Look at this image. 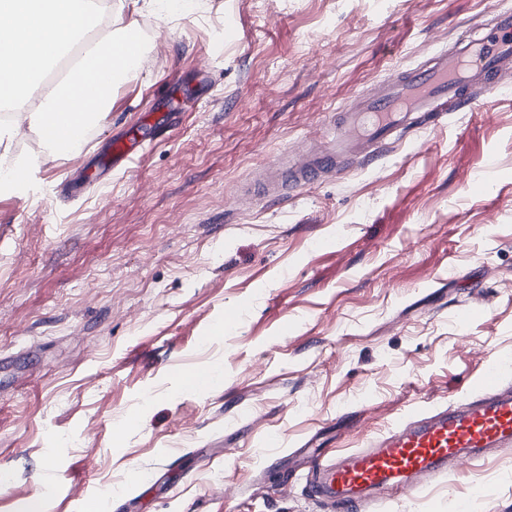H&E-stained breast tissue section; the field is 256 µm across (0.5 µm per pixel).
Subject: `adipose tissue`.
Wrapping results in <instances>:
<instances>
[{
	"label": "adipose tissue",
	"instance_id": "obj_1",
	"mask_svg": "<svg viewBox=\"0 0 512 512\" xmlns=\"http://www.w3.org/2000/svg\"><path fill=\"white\" fill-rule=\"evenodd\" d=\"M97 0H0V101L27 113L49 150L71 109L69 90L90 61L100 62L114 81L138 73L140 60L123 51L131 26L117 34L85 39L99 10Z\"/></svg>",
	"mask_w": 512,
	"mask_h": 512
}]
</instances>
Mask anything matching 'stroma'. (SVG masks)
Returning a JSON list of instances; mask_svg holds the SVG:
<instances>
[{
	"label": "stroma",
	"mask_w": 512,
	"mask_h": 512,
	"mask_svg": "<svg viewBox=\"0 0 512 512\" xmlns=\"http://www.w3.org/2000/svg\"><path fill=\"white\" fill-rule=\"evenodd\" d=\"M510 6L124 10L141 70L81 149L49 154L25 122L10 146L38 167L0 195V512L37 495L58 512H330L292 449L356 448L491 364L512 382V90L376 164L234 197L332 135L355 94ZM130 131L143 151L100 169ZM197 369L214 373L201 393L184 384ZM378 512H512V447Z\"/></svg>",
	"instance_id": "35a3bbf8"
}]
</instances>
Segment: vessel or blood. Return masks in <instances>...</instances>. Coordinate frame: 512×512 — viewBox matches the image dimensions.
<instances>
[{"label":"vessel or blood","instance_id":"obj_1","mask_svg":"<svg viewBox=\"0 0 512 512\" xmlns=\"http://www.w3.org/2000/svg\"><path fill=\"white\" fill-rule=\"evenodd\" d=\"M512 72V10L494 13L481 35L459 39L453 50L435 51L424 63L396 69L371 93L355 95L334 116L335 139L298 161L277 160L246 188L248 198L280 196L346 170L350 158L373 159L423 124L491 98ZM512 447V385L488 369L478 394L420 412L399 414L383 431L346 453L311 457L305 476L311 496L360 512L370 495L416 493L448 477L459 460L477 461L489 448Z\"/></svg>","mask_w":512,"mask_h":512}]
</instances>
